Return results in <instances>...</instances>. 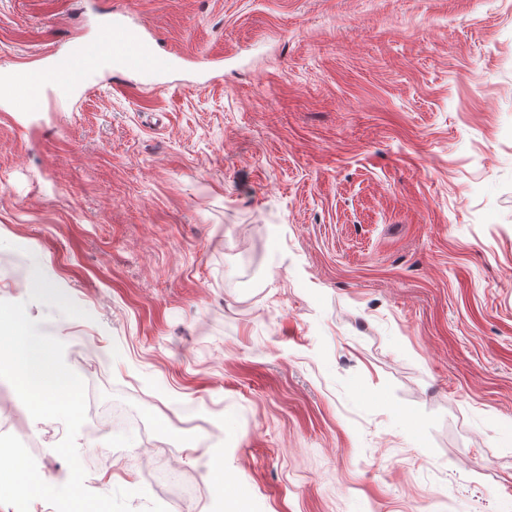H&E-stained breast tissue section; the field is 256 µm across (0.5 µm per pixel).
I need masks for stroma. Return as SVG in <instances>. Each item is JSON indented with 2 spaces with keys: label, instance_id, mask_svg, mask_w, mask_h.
<instances>
[{
  "label": "stroma",
  "instance_id": "stroma-1",
  "mask_svg": "<svg viewBox=\"0 0 512 512\" xmlns=\"http://www.w3.org/2000/svg\"><path fill=\"white\" fill-rule=\"evenodd\" d=\"M115 11L174 69L0 96V301L142 416L80 429L86 488L512 512V0H0V80ZM0 399L65 484L64 424ZM92 441L172 454L204 505Z\"/></svg>",
  "mask_w": 512,
  "mask_h": 512
}]
</instances>
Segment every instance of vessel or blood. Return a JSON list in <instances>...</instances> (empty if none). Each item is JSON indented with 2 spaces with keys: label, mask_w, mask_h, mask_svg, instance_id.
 I'll return each mask as SVG.
<instances>
[{
  "label": "vessel or blood",
  "mask_w": 512,
  "mask_h": 512,
  "mask_svg": "<svg viewBox=\"0 0 512 512\" xmlns=\"http://www.w3.org/2000/svg\"><path fill=\"white\" fill-rule=\"evenodd\" d=\"M105 62L119 74L143 69L164 72L171 68L173 56L171 52L163 51L156 37L116 17L96 38L74 43L56 55L53 74L63 84L78 86ZM43 84V76L27 73L25 79L16 85L14 95L30 102L36 101Z\"/></svg>",
  "instance_id": "vessel-or-blood-1"
}]
</instances>
